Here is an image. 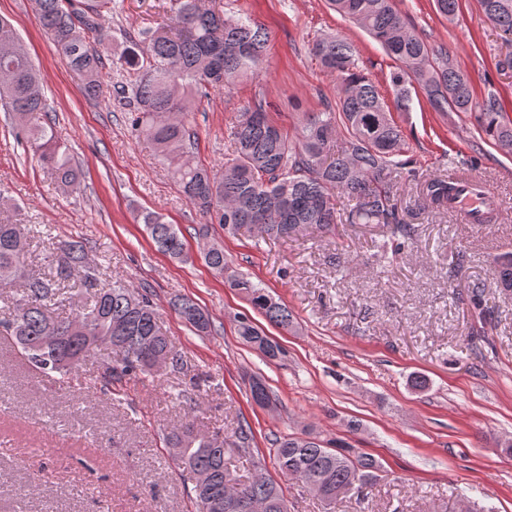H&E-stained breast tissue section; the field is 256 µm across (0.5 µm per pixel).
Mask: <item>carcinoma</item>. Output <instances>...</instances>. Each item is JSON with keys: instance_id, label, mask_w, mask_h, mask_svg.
<instances>
[{"instance_id": "1", "label": "carcinoma", "mask_w": 512, "mask_h": 512, "mask_svg": "<svg viewBox=\"0 0 512 512\" xmlns=\"http://www.w3.org/2000/svg\"><path fill=\"white\" fill-rule=\"evenodd\" d=\"M481 17L512 34V0H478ZM36 11L56 49L79 71L88 95L103 86V56L98 47L112 41L114 0H35ZM342 16L364 30L396 62L390 80L394 101L408 109L412 92H421L438 112H456L474 119L480 132L498 147H512V118L502 111L495 92L479 97L469 76L456 67L443 47H434L411 32L395 0H330ZM269 34L250 18H229L206 0H172L170 25L130 40L117 58L129 73L117 94L133 104L131 123L150 140L171 169L184 198L205 217L198 236L219 224L235 236L255 225L269 238L297 235L310 227L333 232L338 224H383L393 238L408 239L413 228L399 216L397 193L416 182L419 196L432 212H448L453 186L448 179L407 169L410 152L377 86L357 71L352 45L336 34L317 38L312 51L322 66L336 74V104L305 116L296 140L270 118L261 100L243 109L231 127L233 157L218 168L195 160V133L186 125L196 97L209 88H225L258 75L267 61ZM0 106L15 119L13 132L33 156L48 163L71 193L79 172L70 156L41 124L47 104L42 84L15 29L0 19ZM354 202L341 214L336 195ZM157 249L186 261L180 232L161 216L142 214ZM23 225L0 221V282L16 281L21 295L14 315L0 322V337L12 341L20 358L38 374L64 378L80 362L107 348L113 363L108 377L154 373L160 359L174 368L179 358L158 324L148 294L119 281L99 287L100 272L88 263L80 240L65 243L48 256L53 273L29 269ZM204 263L224 276L230 287L245 292L252 306L275 326L291 330L292 313L261 286L229 271L224 246L211 243L200 252ZM497 280L512 289V253L496 260ZM80 277L90 301L81 311L59 318L54 308L65 301L62 282ZM180 317L199 333L210 330L204 311L190 300L177 305ZM240 338L271 360L282 349L244 316L237 320ZM251 399L261 407L274 397L259 377L250 382ZM252 435L244 426L228 442L201 428L192 416L164 434L165 447L195 476L197 512H288L281 485L264 473L254 458ZM278 471L297 479L326 504L351 492L361 493L378 477L381 464L345 445L328 448L316 438L288 434L273 442ZM253 473L242 479L241 467Z\"/></svg>"}]
</instances>
